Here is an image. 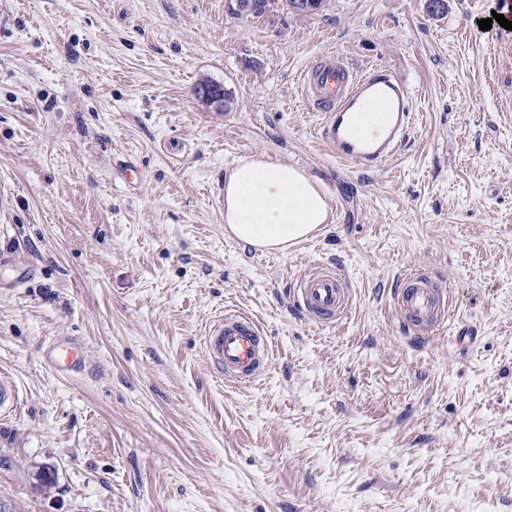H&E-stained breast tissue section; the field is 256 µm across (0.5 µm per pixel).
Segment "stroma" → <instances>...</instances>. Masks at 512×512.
<instances>
[{"mask_svg":"<svg viewBox=\"0 0 512 512\" xmlns=\"http://www.w3.org/2000/svg\"><path fill=\"white\" fill-rule=\"evenodd\" d=\"M502 2L240 20L228 0H0V251L31 269L16 285L0 265V373L20 398L0 414L8 512H512V30L478 26ZM329 52L413 91L420 121L380 168L337 164L314 135L302 78ZM242 155L318 180L327 224L285 253L230 238L221 191ZM316 263L354 289L326 328L287 297ZM412 266L453 296L422 341L391 304ZM231 309L274 347L248 387L202 345ZM67 336L76 375L44 362Z\"/></svg>","mask_w":512,"mask_h":512,"instance_id":"35a3bbf8","label":"stroma"}]
</instances>
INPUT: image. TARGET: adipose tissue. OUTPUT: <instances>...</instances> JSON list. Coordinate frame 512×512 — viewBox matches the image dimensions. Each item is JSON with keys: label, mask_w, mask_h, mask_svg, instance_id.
Returning a JSON list of instances; mask_svg holds the SVG:
<instances>
[{"label": "adipose tissue", "mask_w": 512, "mask_h": 512, "mask_svg": "<svg viewBox=\"0 0 512 512\" xmlns=\"http://www.w3.org/2000/svg\"><path fill=\"white\" fill-rule=\"evenodd\" d=\"M327 219L324 193L296 167L246 156L224 176V222L243 244L285 252Z\"/></svg>", "instance_id": "adipose-tissue-1"}]
</instances>
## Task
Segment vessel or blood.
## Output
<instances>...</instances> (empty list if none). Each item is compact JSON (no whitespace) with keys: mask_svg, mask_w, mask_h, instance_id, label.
<instances>
[{"mask_svg":"<svg viewBox=\"0 0 512 512\" xmlns=\"http://www.w3.org/2000/svg\"><path fill=\"white\" fill-rule=\"evenodd\" d=\"M304 102L317 111L315 136L337 161L377 168L406 143L416 117L409 86L389 67L376 65L355 73L340 53L324 55L305 75ZM292 305L318 327L338 322L352 301L349 277L332 264L308 269L288 292ZM392 306L407 334L421 340L443 324L449 310L441 280L416 267L392 291ZM207 358L225 382L247 384L262 376L272 359V342L247 313L231 310L214 319L203 339ZM47 364L76 374L85 364L81 346L65 338L52 342Z\"/></svg>","mask_w":512,"mask_h":512,"instance_id":"obj_1","label":"vessel or blood"}]
</instances>
